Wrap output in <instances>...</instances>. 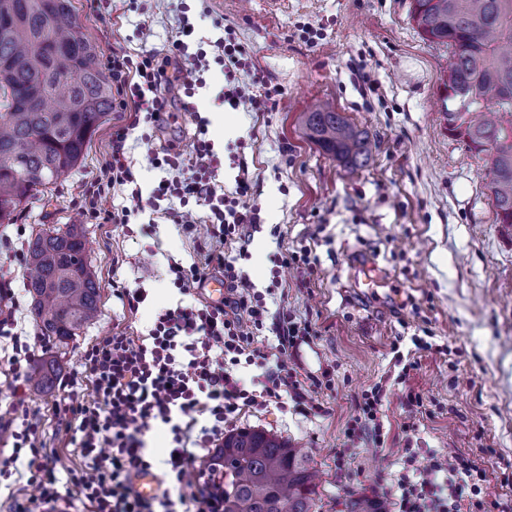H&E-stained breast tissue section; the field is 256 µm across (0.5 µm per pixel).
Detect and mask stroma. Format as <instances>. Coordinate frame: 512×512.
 I'll list each match as a JSON object with an SVG mask.
<instances>
[{"instance_id":"35a3bbf8","label":"stroma","mask_w":512,"mask_h":512,"mask_svg":"<svg viewBox=\"0 0 512 512\" xmlns=\"http://www.w3.org/2000/svg\"><path fill=\"white\" fill-rule=\"evenodd\" d=\"M411 3L278 0L272 8L266 0H74L73 20L104 62L117 52H166L185 18L193 42L207 51L232 28L254 68L283 91L272 111H235L231 135L214 147L215 182L232 189L243 165L257 175L251 201L261 224L237 265L258 291L277 298L261 338L277 346L278 308L287 306L312 328L291 349L292 365L303 377L330 371L332 385L308 389L321 414L271 406L236 416L228 430L262 429L303 448L319 475L320 512H342L350 494L395 501L409 447L420 470L437 456L482 470L468 512H512V226L496 221L484 155L448 132V49L422 40ZM307 24L319 31L315 43L296 36ZM360 72L375 92L362 93ZM203 81L190 110L151 138L130 128L128 113H109L83 159L51 192L23 200L14 223L0 225V286L11 295L6 319L14 333L38 330L23 288L31 233L80 222L77 188L99 175L113 132L124 126L136 185L150 194L163 175L154 157L172 147L189 151L198 119L221 109L223 67L211 64ZM318 100L367 132L375 149L365 167L343 169L304 136L303 116ZM197 217L190 233L149 210L126 224L85 226L101 314L67 345L33 347L23 371L49 351L60 374L52 391L26 389L32 415H46L63 384L89 393L81 365L89 344L118 330L147 335L159 313L206 300L198 289L180 292L168 272L169 261L188 267L215 247L206 210ZM281 240L311 250L313 275L275 266ZM366 257L376 264L371 289L354 266ZM120 286L144 289L138 311L124 307ZM417 338L423 350H415ZM407 352L416 366L405 375L396 356ZM381 382L387 395L379 429L348 441L363 394ZM410 394L423 402L413 432L404 428Z\"/></svg>"}]
</instances>
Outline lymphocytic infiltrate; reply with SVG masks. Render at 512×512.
Returning a JSON list of instances; mask_svg holds the SVG:
<instances>
[{"mask_svg": "<svg viewBox=\"0 0 512 512\" xmlns=\"http://www.w3.org/2000/svg\"><path fill=\"white\" fill-rule=\"evenodd\" d=\"M192 33V25L183 23L169 53L162 56L113 55V109L131 110L159 125L171 118L174 104H186L210 62L205 50L190 51L187 39ZM216 47L215 60L224 68L222 103L254 112L277 106L282 91L263 75L239 82L238 73L249 70L250 61L234 37H225ZM127 135V128L115 131L112 152L99 176L79 187L83 218L126 224L144 206L175 198L182 207L177 221L190 231L197 220L194 207L206 208L220 249L188 267L171 263L169 271L184 293L201 287L212 273H221L224 299L167 310L146 336L115 332L86 347L82 365L92 398L70 390L52 408L58 429L70 432L82 459L79 467L67 470L68 479L89 512H223L221 497L208 490L211 478L193 472L192 463L199 452L223 440L229 419L242 412L272 404L284 410L292 404L303 413H318L287 357L289 347L312 329L281 310L274 367L255 385L235 374L236 366L255 364L265 356L255 337L263 328L266 303L223 251L224 245L241 238L244 225L260 221L259 209L251 202L254 177L241 171L234 192H219L213 183L217 158L209 141L200 137L189 154L175 151L157 160V167L175 170L176 175L160 181L145 198L133 187L135 178L124 152ZM128 184L133 187L132 207L114 209L113 190ZM154 423L168 426L172 436L170 452L158 465L145 453V437ZM0 430L12 443L7 460L0 462V476L26 459L29 481L38 489L36 499L15 501L12 512H50L63 499L57 477L62 462L58 453L43 446V426L29 415L23 384H15L12 401L0 413ZM153 470L159 473V490L141 495L134 479ZM471 475V468L441 457L416 475H400L398 512H461Z\"/></svg>", "mask_w": 512, "mask_h": 512, "instance_id": "f902f5d3", "label": "lymphocytic infiltrate"}]
</instances>
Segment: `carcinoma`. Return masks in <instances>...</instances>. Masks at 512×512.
I'll return each instance as SVG.
<instances>
[{"mask_svg":"<svg viewBox=\"0 0 512 512\" xmlns=\"http://www.w3.org/2000/svg\"><path fill=\"white\" fill-rule=\"evenodd\" d=\"M73 12V0H0V224L13 223L23 199L51 189L82 159L112 111L110 77L92 39L75 31ZM411 15L423 40L448 47L446 99L472 100L466 112H448V131L486 155L496 221L512 224V0H412ZM304 129L346 169L372 154L368 137L327 102L304 113ZM24 288L41 335L57 345L97 322L100 286L81 225L31 234ZM57 369L55 359L41 358L30 384L49 390ZM205 466L224 477V512H316L309 458L275 434L234 430ZM344 512L386 509L351 495Z\"/></svg>","mask_w":512,"mask_h":512,"instance_id":"carcinoma-1","label":"carcinoma"}]
</instances>
